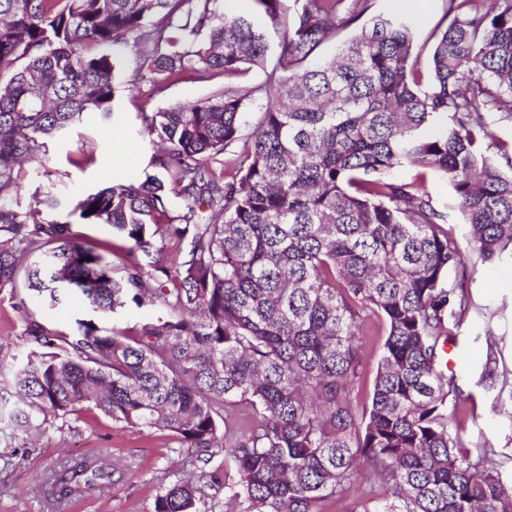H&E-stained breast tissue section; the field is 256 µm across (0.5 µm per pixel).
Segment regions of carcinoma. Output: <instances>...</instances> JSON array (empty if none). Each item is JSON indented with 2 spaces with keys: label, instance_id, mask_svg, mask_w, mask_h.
<instances>
[{
  "label": "carcinoma",
  "instance_id": "carcinoma-1",
  "mask_svg": "<svg viewBox=\"0 0 512 512\" xmlns=\"http://www.w3.org/2000/svg\"><path fill=\"white\" fill-rule=\"evenodd\" d=\"M253 2L262 27L219 0H0V290L23 306L28 345L0 370L15 390L10 423L38 436L95 410L167 433L207 469L164 487L155 512H216L207 487L238 512H324L361 486L369 493L351 512H512L494 450H470L460 434L471 395L442 356L469 306L451 279L465 254L426 188L429 177L447 182L481 261L512 258V139L491 137L485 120L512 122V0H438L452 20L430 36L426 84L408 15L370 0ZM273 36L251 136L241 135L245 86L146 112L151 167L166 179L75 198L79 223L121 242L122 265L75 224L47 218L54 193L14 203L24 160L85 117L111 118L120 52L158 86L187 71L240 79L267 63ZM331 42L335 53L320 56ZM232 146L248 165L226 180L211 162ZM402 165L414 180L390 177ZM72 294L88 312L68 333L27 305ZM130 304L162 313L122 328ZM372 316L385 341L360 405ZM485 341L481 381L493 385L489 329ZM111 478L94 455L62 462L45 483L61 502Z\"/></svg>",
  "mask_w": 512,
  "mask_h": 512
}]
</instances>
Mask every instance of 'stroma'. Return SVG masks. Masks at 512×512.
Returning a JSON list of instances; mask_svg holds the SVG:
<instances>
[{
    "label": "stroma",
    "instance_id": "35a3bbf8",
    "mask_svg": "<svg viewBox=\"0 0 512 512\" xmlns=\"http://www.w3.org/2000/svg\"><path fill=\"white\" fill-rule=\"evenodd\" d=\"M220 77L201 79L186 72L182 79L156 87L150 77H138L131 60H123L115 78L113 114L108 121H84L67 135L49 143L46 153L28 165L16 201L28 207L46 192L59 198L53 219L65 221L73 196L108 186L121 176L149 174L154 145L143 127V113L175 105H189L223 88ZM93 152L94 161L77 165L80 150ZM468 310L453 330L457 342L452 370L464 392L472 396L473 416L461 426L462 435L491 445L504 480L512 479V393L480 382L486 347L475 333L490 322L497 337L500 370L512 372V262L480 263L465 260ZM360 380L354 394L366 402L373 388L384 327L366 322ZM22 312L10 289L0 290V365L25 345ZM105 452L112 464V482L84 490L70 499L53 502L44 477L60 461ZM200 464L187 454L173 452L172 443L158 432H137L93 411L81 414L71 428L48 429L29 454L0 460V512H154L157 493L177 479H194Z\"/></svg>",
    "mask_w": 512,
    "mask_h": 512
}]
</instances>
